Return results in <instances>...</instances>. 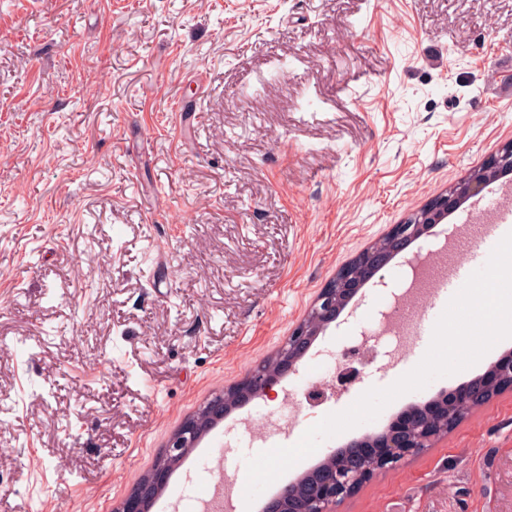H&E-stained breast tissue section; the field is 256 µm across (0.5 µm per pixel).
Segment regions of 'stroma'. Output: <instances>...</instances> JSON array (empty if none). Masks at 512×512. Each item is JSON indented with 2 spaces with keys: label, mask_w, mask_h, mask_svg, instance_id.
<instances>
[{
  "label": "stroma",
  "mask_w": 512,
  "mask_h": 512,
  "mask_svg": "<svg viewBox=\"0 0 512 512\" xmlns=\"http://www.w3.org/2000/svg\"><path fill=\"white\" fill-rule=\"evenodd\" d=\"M512 142V0H0V512H112L170 436L280 347L338 269ZM470 198L368 281L277 398L208 432L152 512L413 369L304 393L378 329ZM325 440L293 479L504 353ZM300 401L292 436L253 437ZM336 512H512V391Z\"/></svg>",
  "instance_id": "obj_1"
}]
</instances>
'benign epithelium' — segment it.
I'll return each mask as SVG.
<instances>
[{"mask_svg": "<svg viewBox=\"0 0 512 512\" xmlns=\"http://www.w3.org/2000/svg\"><path fill=\"white\" fill-rule=\"evenodd\" d=\"M484 171L512 170V143L505 145L491 156L483 166ZM492 183L490 178L466 177L444 194L433 198L423 208L391 225L389 231L374 245L362 250L348 264L341 267L332 280L322 288L304 319L292 330L277 349L275 355L288 370H296L298 363L308 353L312 343L337 315L350 303L362 285L380 272L391 259L409 244L419 240L430 229L448 218V212L463 200L480 194ZM283 375L266 376L261 367L249 371L237 384L212 396L198 410L197 415L186 419L171 436L166 448L159 454L153 469L142 476L129 493L112 508V512H152L166 478L185 452L195 448L202 437L234 410L255 399H264L273 393ZM493 387L512 389V357L507 355L490 364L461 392L453 394L454 405H470ZM447 395L438 397L437 403L425 406L426 426L418 434L408 425L398 430H387L377 436L364 435L350 440L338 452L346 458L341 470L317 465L305 477L283 486L264 505L262 512H336L338 502L362 480L355 463L372 448H381L379 471L394 468L402 460L424 451L422 442L452 427L444 412Z\"/></svg>", "mask_w": 512, "mask_h": 512, "instance_id": "benign-epithelium-1", "label": "benign epithelium"}]
</instances>
